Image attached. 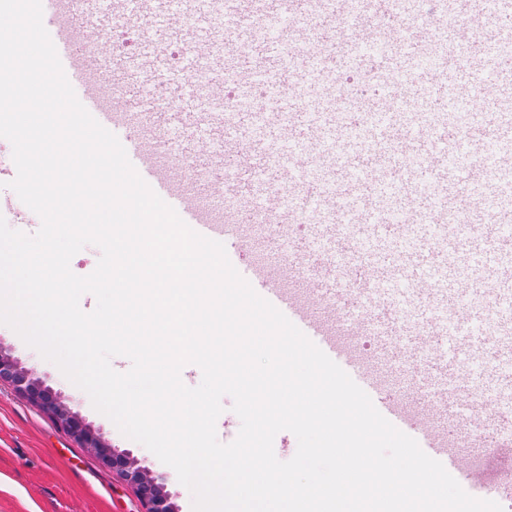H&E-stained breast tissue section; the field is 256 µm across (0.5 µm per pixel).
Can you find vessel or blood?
Masks as SVG:
<instances>
[{"label":"vessel or blood","mask_w":512,"mask_h":512,"mask_svg":"<svg viewBox=\"0 0 512 512\" xmlns=\"http://www.w3.org/2000/svg\"><path fill=\"white\" fill-rule=\"evenodd\" d=\"M345 2L317 11L314 0H224L241 89L237 111L228 112L207 64L212 44L198 35L211 22L210 0H158L152 10L148 0H94L96 30L118 21L146 39L139 66L129 68L136 79L157 83L166 41L193 37V65L176 81L196 107L166 118L201 144L210 166L223 168L217 182L162 164L163 137L131 127L123 99L103 102L102 86L125 61L91 38L76 40L61 0L42 6L80 102L118 137L144 181L190 228L222 242L229 260L249 244L257 211L281 225L306 209L308 242L278 231L268 241L291 261L294 286L263 266L240 274L468 494L496 501L512 471V373L500 372L502 361L512 362V114L499 103L512 85V0H449L455 13L478 14L480 27L435 45L426 37L430 14L412 16L405 33L377 44L340 36ZM259 18L301 20L304 50L293 51L288 29L258 36ZM348 69L386 78L382 99L324 94L321 76ZM258 81L271 87L260 103L250 93ZM396 141L397 160L384 151ZM319 148L327 154L315 168L310 157ZM215 191L235 202L233 223H213L199 207L198 197ZM366 333L395 363L421 367L435 389L385 394L342 342ZM478 398L492 425L484 444L496 450L483 468L454 450L452 432L432 425L471 415Z\"/></svg>","instance_id":"vessel-or-blood-1"}]
</instances>
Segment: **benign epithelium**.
Instances as JSON below:
<instances>
[{"label":"benign epithelium","mask_w":512,"mask_h":512,"mask_svg":"<svg viewBox=\"0 0 512 512\" xmlns=\"http://www.w3.org/2000/svg\"><path fill=\"white\" fill-rule=\"evenodd\" d=\"M0 381L10 384L29 403L48 413L61 430L133 486L144 512H176L172 496L161 477L153 475L129 454L113 448L99 430L72 411L33 369L22 366L1 349Z\"/></svg>","instance_id":"7a95c632"}]
</instances>
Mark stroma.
<instances>
[{"label":"stroma","instance_id":"35a3bbf8","mask_svg":"<svg viewBox=\"0 0 512 512\" xmlns=\"http://www.w3.org/2000/svg\"><path fill=\"white\" fill-rule=\"evenodd\" d=\"M0 347L35 369L113 448L162 475L178 512H192L191 494L174 470L97 412L89 395L55 364L5 325H0ZM0 512H143V506L133 487L57 428L49 415L0 382Z\"/></svg>","mask_w":512,"mask_h":512}]
</instances>
